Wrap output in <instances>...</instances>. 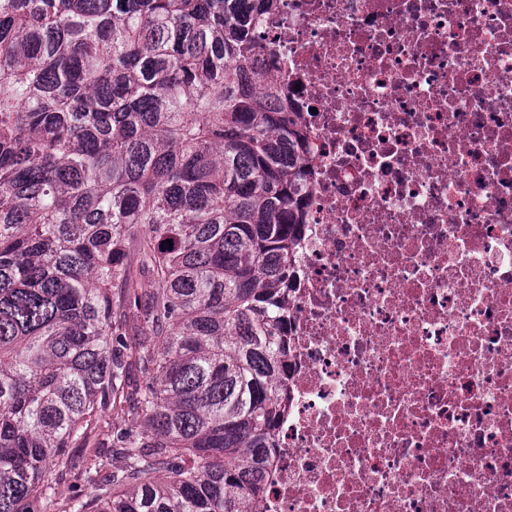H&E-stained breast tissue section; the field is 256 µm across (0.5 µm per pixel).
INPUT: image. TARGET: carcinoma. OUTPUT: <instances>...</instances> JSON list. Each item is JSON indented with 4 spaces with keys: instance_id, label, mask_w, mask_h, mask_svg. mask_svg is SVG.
I'll use <instances>...</instances> for the list:
<instances>
[{
    "instance_id": "cac0c4a2",
    "label": "carcinoma",
    "mask_w": 512,
    "mask_h": 512,
    "mask_svg": "<svg viewBox=\"0 0 512 512\" xmlns=\"http://www.w3.org/2000/svg\"><path fill=\"white\" fill-rule=\"evenodd\" d=\"M275 2L0 0V512H44L128 396L125 466L66 512H258L307 167L250 67Z\"/></svg>"
}]
</instances>
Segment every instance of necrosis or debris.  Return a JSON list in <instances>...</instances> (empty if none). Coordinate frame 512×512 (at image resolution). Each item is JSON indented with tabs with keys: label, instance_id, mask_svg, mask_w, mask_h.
I'll return each instance as SVG.
<instances>
[{
	"label": "necrosis or debris",
	"instance_id": "4bbe7bcc",
	"mask_svg": "<svg viewBox=\"0 0 512 512\" xmlns=\"http://www.w3.org/2000/svg\"><path fill=\"white\" fill-rule=\"evenodd\" d=\"M305 136L262 512H512V0H278Z\"/></svg>",
	"mask_w": 512,
	"mask_h": 512
}]
</instances>
